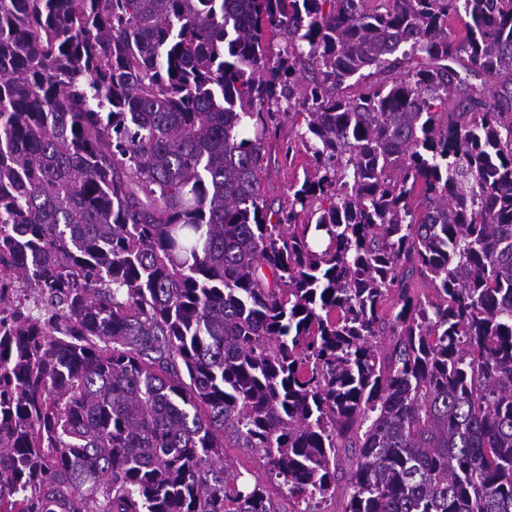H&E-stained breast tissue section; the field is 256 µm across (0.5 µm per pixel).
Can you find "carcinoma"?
Segmentation results:
<instances>
[{"label":"carcinoma","mask_w":512,"mask_h":512,"mask_svg":"<svg viewBox=\"0 0 512 512\" xmlns=\"http://www.w3.org/2000/svg\"><path fill=\"white\" fill-rule=\"evenodd\" d=\"M226 448L512 512V0H0V512H276ZM290 125L286 122L285 128L281 133V137L277 140H270L266 145V149L271 154V163L266 171L263 173L262 187L265 195L270 201L283 200L288 195V187L295 181H302L304 171L310 168V158L302 150L297 153L294 162L291 166L284 165L280 162L279 146L283 136H288ZM274 158V160H273ZM276 158V161H275ZM278 158V162H277Z\"/></svg>","instance_id":"carcinoma-1"}]
</instances>
